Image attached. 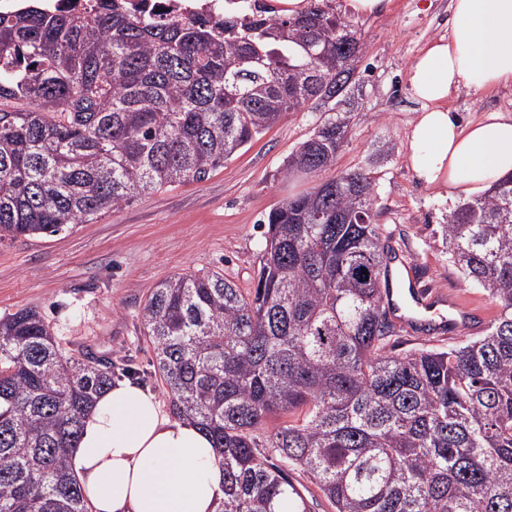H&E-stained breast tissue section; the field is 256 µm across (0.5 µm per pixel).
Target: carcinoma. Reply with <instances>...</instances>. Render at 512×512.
Listing matches in <instances>:
<instances>
[{
	"mask_svg": "<svg viewBox=\"0 0 512 512\" xmlns=\"http://www.w3.org/2000/svg\"><path fill=\"white\" fill-rule=\"evenodd\" d=\"M111 2L0 12V242L200 182L304 108L324 118L283 177L335 164L353 117L336 110L351 88L336 58L357 29L326 0L292 17L231 0L219 22ZM376 187L369 168L340 172L270 211L253 287L185 274L142 309L173 414L221 449L218 512H311L298 468L335 512H512V176L441 225L499 315L402 357L387 354L400 329L383 304ZM113 376L109 357L66 356L37 311L0 319V512H91L72 461Z\"/></svg>",
	"mask_w": 512,
	"mask_h": 512,
	"instance_id": "cac0c4a2",
	"label": "carcinoma"
}]
</instances>
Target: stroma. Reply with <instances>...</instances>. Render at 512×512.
<instances>
[{"instance_id":"stroma-1","label":"stroma","mask_w":512,"mask_h":512,"mask_svg":"<svg viewBox=\"0 0 512 512\" xmlns=\"http://www.w3.org/2000/svg\"><path fill=\"white\" fill-rule=\"evenodd\" d=\"M450 17V0H389L381 14L354 17L364 50L350 93L353 123L333 170L373 166L377 222L390 246L420 262L426 283L455 288L490 321L496 303L460 275L442 246L441 224L452 202L421 183L407 159L410 126L421 109L409 91L408 70L420 49L447 35ZM448 106L469 121L493 112L511 116L512 86L463 88ZM319 119L308 109L288 113L204 181L53 235L0 243V318L37 310L66 354L111 357L116 379L165 398L153 347L139 331L151 290L199 270L252 287L269 211L314 184L306 177L284 179L281 171ZM387 142L394 151L378 157Z\"/></svg>"}]
</instances>
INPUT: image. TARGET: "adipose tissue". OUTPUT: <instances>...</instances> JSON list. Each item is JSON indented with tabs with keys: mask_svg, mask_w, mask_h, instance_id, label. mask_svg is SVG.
I'll return each mask as SVG.
<instances>
[{
	"mask_svg": "<svg viewBox=\"0 0 512 512\" xmlns=\"http://www.w3.org/2000/svg\"><path fill=\"white\" fill-rule=\"evenodd\" d=\"M450 8L447 35L425 45L410 67L422 110L407 158L425 184L476 198L512 174V116L465 123L448 100L462 88L512 84V0H451ZM220 459L194 422L119 382L87 412L74 465L93 512H217Z\"/></svg>",
	"mask_w": 512,
	"mask_h": 512,
	"instance_id": "1",
	"label": "adipose tissue"
}]
</instances>
